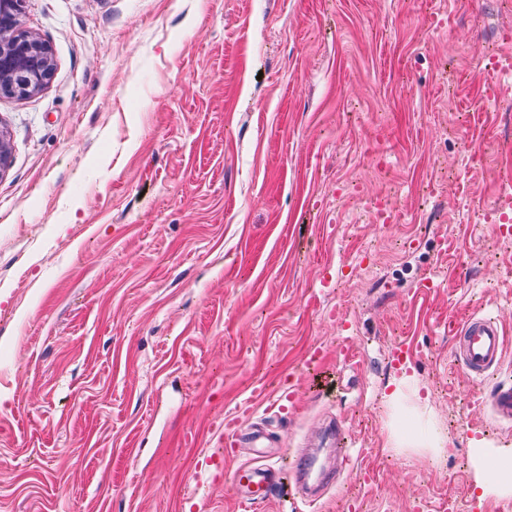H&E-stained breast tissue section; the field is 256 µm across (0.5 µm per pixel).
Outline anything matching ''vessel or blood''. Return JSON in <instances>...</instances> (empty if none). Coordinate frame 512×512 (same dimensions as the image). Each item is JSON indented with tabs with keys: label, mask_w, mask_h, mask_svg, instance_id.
<instances>
[{
	"label": "vessel or blood",
	"mask_w": 512,
	"mask_h": 512,
	"mask_svg": "<svg viewBox=\"0 0 512 512\" xmlns=\"http://www.w3.org/2000/svg\"><path fill=\"white\" fill-rule=\"evenodd\" d=\"M451 357L472 380H482L498 372L505 359L504 330L496 316L476 311L462 321L448 325ZM481 403L491 417L504 425H512V382H500L480 395ZM259 431L250 422L249 411L242 410L224 418V453L210 456L206 468L213 478L224 481L234 491L240 503L256 505L290 484L298 503L311 504L310 496L302 492L301 481L310 471L313 461L302 450H294L289 457L288 470H281L270 462V450L258 443ZM249 453L248 461L232 470H225L224 460L229 456Z\"/></svg>",
	"instance_id": "b4317fda"
}]
</instances>
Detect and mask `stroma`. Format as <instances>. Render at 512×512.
<instances>
[{
    "label": "stroma",
    "mask_w": 512,
    "mask_h": 512,
    "mask_svg": "<svg viewBox=\"0 0 512 512\" xmlns=\"http://www.w3.org/2000/svg\"><path fill=\"white\" fill-rule=\"evenodd\" d=\"M21 24L54 71L0 96V512H252L192 478L249 398L282 448L345 418L362 452L319 512H500L471 449L512 427L448 323L494 312L512 381V234L479 217L512 111L478 107L512 0H26ZM405 374L444 449L386 447Z\"/></svg>",
    "instance_id": "35a3bbf8"
}]
</instances>
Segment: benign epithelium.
Segmentation results:
<instances>
[{"label": "benign epithelium", "mask_w": 512, "mask_h": 512, "mask_svg": "<svg viewBox=\"0 0 512 512\" xmlns=\"http://www.w3.org/2000/svg\"><path fill=\"white\" fill-rule=\"evenodd\" d=\"M25 0H0V95L38 93L54 69L52 49L21 29Z\"/></svg>", "instance_id": "1"}]
</instances>
